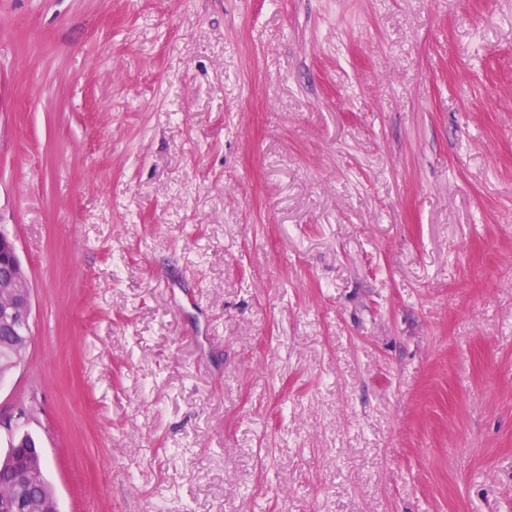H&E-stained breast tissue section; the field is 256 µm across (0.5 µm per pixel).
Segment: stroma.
Segmentation results:
<instances>
[{"instance_id":"35a3bbf8","label":"stroma","mask_w":512,"mask_h":512,"mask_svg":"<svg viewBox=\"0 0 512 512\" xmlns=\"http://www.w3.org/2000/svg\"><path fill=\"white\" fill-rule=\"evenodd\" d=\"M0 228L60 512H512V0H0Z\"/></svg>"}]
</instances>
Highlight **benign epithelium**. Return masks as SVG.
Here are the masks:
<instances>
[{"instance_id": "benign-epithelium-1", "label": "benign epithelium", "mask_w": 512, "mask_h": 512, "mask_svg": "<svg viewBox=\"0 0 512 512\" xmlns=\"http://www.w3.org/2000/svg\"><path fill=\"white\" fill-rule=\"evenodd\" d=\"M20 258L13 237L0 229V356L8 357L10 342L31 336L32 296L27 279L18 271ZM18 494L9 503L11 512H37L41 503L25 492L23 469L12 471Z\"/></svg>"}]
</instances>
